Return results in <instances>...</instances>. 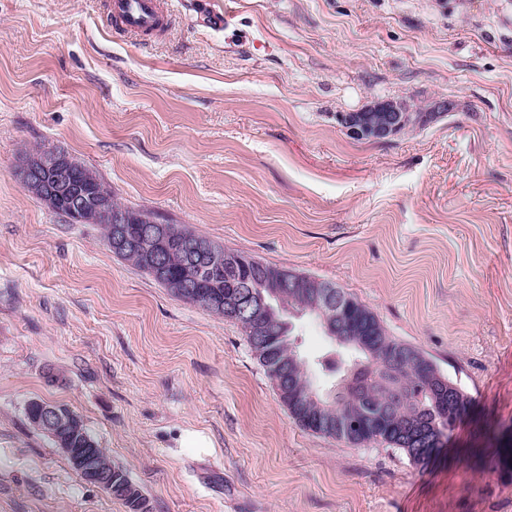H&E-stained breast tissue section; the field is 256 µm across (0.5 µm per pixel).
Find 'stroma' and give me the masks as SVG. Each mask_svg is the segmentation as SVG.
<instances>
[{
	"label": "stroma",
	"mask_w": 512,
	"mask_h": 512,
	"mask_svg": "<svg viewBox=\"0 0 512 512\" xmlns=\"http://www.w3.org/2000/svg\"><path fill=\"white\" fill-rule=\"evenodd\" d=\"M110 5L0 0V512H128L28 423L32 400L78 414L150 512H512V0H161L165 30L137 36ZM440 98L385 141L339 121ZM37 147L344 288L468 397L444 447L417 465L303 430L237 323L24 189ZM292 324L305 360L330 349Z\"/></svg>",
	"instance_id": "stroma-1"
}]
</instances>
